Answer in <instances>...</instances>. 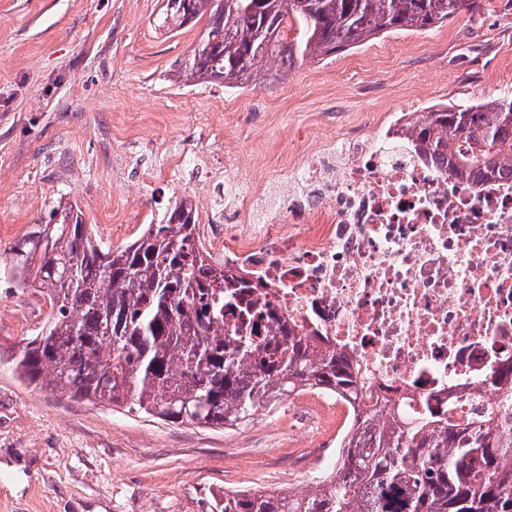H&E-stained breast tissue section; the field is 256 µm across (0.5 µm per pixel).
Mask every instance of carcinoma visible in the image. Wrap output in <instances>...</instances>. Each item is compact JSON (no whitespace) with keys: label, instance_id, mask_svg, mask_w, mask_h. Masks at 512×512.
<instances>
[{"label":"carcinoma","instance_id":"cac0c4a2","mask_svg":"<svg viewBox=\"0 0 512 512\" xmlns=\"http://www.w3.org/2000/svg\"><path fill=\"white\" fill-rule=\"evenodd\" d=\"M478 0H163L157 28L208 17L177 70L228 89L269 79L271 64L323 60L383 32L421 31ZM423 160L478 182L512 174V98L446 104L410 128ZM196 210L182 199L119 250L92 239L80 210L58 206L11 249L0 273L48 299L41 332L11 356L24 382L70 398L205 426L243 425L302 387L359 399L369 386L348 357L239 301L247 281L205 262ZM239 336L224 337V310ZM499 410L465 420L428 408L409 420L396 402L366 406L329 476L299 493L226 492L211 512H512V435Z\"/></svg>","mask_w":512,"mask_h":512}]
</instances>
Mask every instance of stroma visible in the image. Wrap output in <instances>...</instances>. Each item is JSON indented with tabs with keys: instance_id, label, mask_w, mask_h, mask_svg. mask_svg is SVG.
<instances>
[{
	"instance_id": "stroma-1",
	"label": "stroma",
	"mask_w": 512,
	"mask_h": 512,
	"mask_svg": "<svg viewBox=\"0 0 512 512\" xmlns=\"http://www.w3.org/2000/svg\"><path fill=\"white\" fill-rule=\"evenodd\" d=\"M160 6L0 0V257L61 202L115 249L183 197L199 223L220 224L226 160L244 164L252 185H272L298 140L512 95V0L297 60L237 90L178 79L206 24L165 34ZM49 311L40 292L0 278V512H210L227 491L298 492L317 479L281 419L171 423L21 381L8 359Z\"/></svg>"
}]
</instances>
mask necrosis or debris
Here are the masks:
<instances>
[{
  "label": "necrosis or debris",
  "mask_w": 512,
  "mask_h": 512,
  "mask_svg": "<svg viewBox=\"0 0 512 512\" xmlns=\"http://www.w3.org/2000/svg\"><path fill=\"white\" fill-rule=\"evenodd\" d=\"M408 139L400 117L309 150L262 224L249 221L259 200L243 170L226 164L224 195L240 206L197 245L258 281L252 297L296 334L344 352L372 397L416 414L449 403L463 420L497 405L492 379L512 367V178L457 179ZM361 409L316 390L289 396L282 411L313 449L309 469L335 466Z\"/></svg>",
  "instance_id": "obj_1"
}]
</instances>
